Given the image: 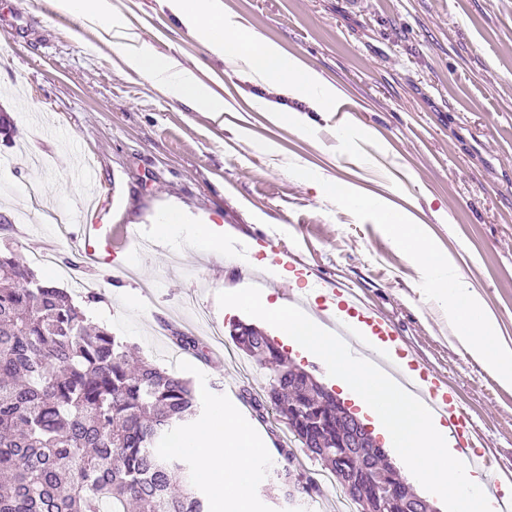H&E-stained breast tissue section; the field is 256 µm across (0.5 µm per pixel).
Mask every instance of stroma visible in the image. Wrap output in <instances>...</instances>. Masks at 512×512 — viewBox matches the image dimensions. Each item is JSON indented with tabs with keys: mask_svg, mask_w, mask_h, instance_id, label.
<instances>
[{
	"mask_svg": "<svg viewBox=\"0 0 512 512\" xmlns=\"http://www.w3.org/2000/svg\"><path fill=\"white\" fill-rule=\"evenodd\" d=\"M127 25L163 56L195 69L223 96L219 117L193 112L146 78L123 73L112 37L59 12L51 0H0V108L17 133L0 142V252L55 249L37 276L66 287L65 269L84 248L79 235L90 193L111 202L114 239L139 237L116 261L104 244L87 273L104 295L83 304L140 355L191 381L201 405L194 427L216 405L234 411L259 442L289 440L274 415L258 421L243 392L265 394L268 372L241 351L231 325L247 321L219 307L235 288L224 259L245 247L261 273L267 251L294 254V284L275 282L269 302L289 292L322 304V285L354 288L385 314L414 363L447 382L457 406L484 435L497 474L512 471V389L499 386L455 339L448 314L429 301L427 275L393 244L369 211L340 204L322 185L341 180L411 213L432 245L498 320L512 345V0H224L247 32L281 45L342 92L348 112H305L309 135L272 124L255 101L268 90L235 75L165 7L163 0H112ZM50 112L46 136L32 115ZM358 137L336 138L340 127ZM95 160L98 179L74 165ZM39 185L38 204L26 198ZM170 206L224 229L222 250L169 245L153 224ZM63 211L65 229L47 215ZM175 329L197 337L205 358L184 353ZM276 456L254 466V512H337L345 495L323 483L314 499L288 501Z\"/></svg>",
	"mask_w": 512,
	"mask_h": 512,
	"instance_id": "stroma-1",
	"label": "stroma"
}]
</instances>
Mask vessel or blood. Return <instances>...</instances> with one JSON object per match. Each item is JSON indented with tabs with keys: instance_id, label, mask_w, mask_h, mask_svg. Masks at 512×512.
I'll return each instance as SVG.
<instances>
[{
	"instance_id": "1",
	"label": "vessel or blood",
	"mask_w": 512,
	"mask_h": 512,
	"mask_svg": "<svg viewBox=\"0 0 512 512\" xmlns=\"http://www.w3.org/2000/svg\"><path fill=\"white\" fill-rule=\"evenodd\" d=\"M106 207H96L89 224L83 227V239L88 243L87 260H94L92 243L103 238ZM325 308L330 311V322L337 335L349 346L352 353L375 363L394 380H406V389L417 397L432 413L439 416L448 430L450 438L468 469L479 470L484 466L480 455L474 449L479 445V433L469 416L455 404L452 393L445 381L432 376L426 369H418L416 374L404 375L401 369L402 352H391L384 348L367 346L360 341L361 327H369L381 339L397 341L398 334L393 324L376 309L368 307L360 297L348 288L325 284L322 288Z\"/></svg>"
}]
</instances>
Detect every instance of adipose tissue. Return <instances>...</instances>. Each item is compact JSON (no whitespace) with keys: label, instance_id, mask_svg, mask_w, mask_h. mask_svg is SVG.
Here are the masks:
<instances>
[{"label":"adipose tissue","instance_id":"ef3b65f1","mask_svg":"<svg viewBox=\"0 0 512 512\" xmlns=\"http://www.w3.org/2000/svg\"><path fill=\"white\" fill-rule=\"evenodd\" d=\"M51 4L58 12L104 23L112 34V48L126 71L149 79L188 109L223 112V97L203 83L192 69L159 55L149 42L131 33L124 20L113 12L112 0H51ZM164 4L213 55L237 67L254 83L306 102L318 112L335 109L340 96L336 85L277 43L244 34L237 22L225 16L222 0H164ZM323 189L339 202L379 215L395 244L412 263L427 272L429 299L447 310L454 335L464 351L502 387L511 388L512 347L500 340L496 317L487 312L468 283L449 270L447 256L417 232L410 215L378 198L361 195L354 186L340 180L324 183ZM181 447L195 456L217 506L223 507L224 512H252L250 487L257 445L238 425L231 410L216 408L211 422L187 433Z\"/></svg>","mask_w":512,"mask_h":512}]
</instances>
